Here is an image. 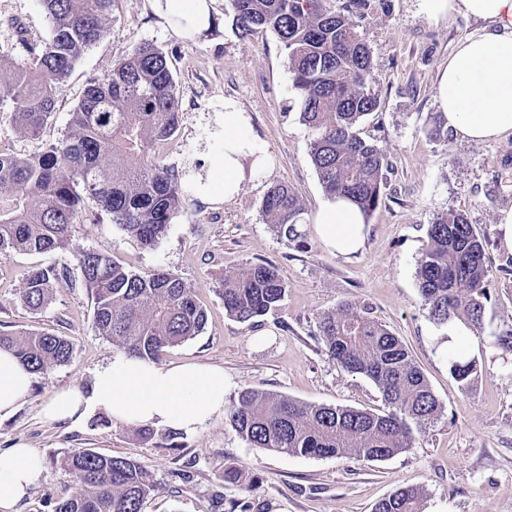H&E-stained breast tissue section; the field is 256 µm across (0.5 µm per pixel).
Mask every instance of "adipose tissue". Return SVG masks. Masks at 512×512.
<instances>
[{"label":"adipose tissue","mask_w":512,"mask_h":512,"mask_svg":"<svg viewBox=\"0 0 512 512\" xmlns=\"http://www.w3.org/2000/svg\"><path fill=\"white\" fill-rule=\"evenodd\" d=\"M433 21L463 13L480 20L461 37L436 77L439 110L462 140L488 142L512 136V0H420ZM224 142V152L206 172L190 171L193 193L212 204L230 201L246 179L243 158L263 169L266 154L248 132L249 117L234 101L209 118ZM325 247L340 255L360 250L367 230L356 206L345 199L325 200L313 217ZM34 374L8 349L0 348V420L26 402ZM224 370L204 364L159 366L118 353L95 374L90 387L57 390L43 406L53 422L78 424L102 412L114 422L197 432L224 411ZM43 458L20 444L0 453V512H16L18 503L39 481Z\"/></svg>","instance_id":"adipose-tissue-1"}]
</instances>
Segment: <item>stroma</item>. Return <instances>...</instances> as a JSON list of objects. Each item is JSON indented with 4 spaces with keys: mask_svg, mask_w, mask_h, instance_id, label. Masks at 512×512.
<instances>
[{
    "mask_svg": "<svg viewBox=\"0 0 512 512\" xmlns=\"http://www.w3.org/2000/svg\"><path fill=\"white\" fill-rule=\"evenodd\" d=\"M208 32L178 33L157 14L152 0H116L107 35L89 49L56 90V109L32 137L10 121L0 102V151L33 154L62 138L70 114L90 78L151 42L167 55L181 103L180 126L159 144L156 157L179 174L188 163L209 167L221 141L207 118L231 99L250 117V133L270 159L247 178L238 196L209 204L184 191L182 205L165 234L147 248L108 219H95L85 206L66 250L40 254L0 253V332L46 330L74 345L70 360L36 374L29 399L0 422V452L23 442L39 451L44 471L17 512H50L49 502L69 497L78 484L52 464L54 455L90 448L144 464L156 481L142 512H373L397 488L423 490L424 512H512V351L492 345L494 334L512 328V252L500 246V209L512 206V136L486 143L461 140L452 129L438 137L426 130L441 121L435 101L436 76L457 41L478 28V20L454 14L428 20L419 0H391L357 14L359 31L373 59L370 90L379 101L362 125V135L385 155L386 196L368 217L363 250L345 257L323 246L312 218L326 195L309 156L314 129L299 119V104L274 34L259 30L239 36L232 28L229 0H214ZM48 27L37 0H0V45L22 55V41L46 38ZM287 184L301 201L304 241L281 237L262 214L270 185ZM461 212L487 229L485 262L491 300L480 335L465 343L480 373L461 389L449 373L456 348L448 328L433 323L416 281L418 260L433 219ZM108 253L127 269H166L190 284L207 312L202 333L164 349L161 365L187 363L223 368L224 401L240 390L259 389L315 404L382 410L384 401L366 377L342 370L326 354L317 321L351 300L400 337L422 368L442 412L416 434L407 451L382 461L304 457L251 447L219 416L193 435H179L169 447L166 428L144 442L134 426L88 418L77 426L44 420L42 404L58 389L89 386L93 375L119 347L93 324V300L86 289L57 288L40 311L21 300L34 269L76 267L79 254ZM266 261L286 282L279 309L252 325L228 316L219 290L240 265ZM246 479L225 482V467Z\"/></svg>",
    "mask_w": 512,
    "mask_h": 512,
    "instance_id": "1",
    "label": "stroma"
}]
</instances>
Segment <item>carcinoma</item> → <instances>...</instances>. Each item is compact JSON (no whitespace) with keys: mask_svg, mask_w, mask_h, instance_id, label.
I'll use <instances>...</instances> for the list:
<instances>
[{"mask_svg":"<svg viewBox=\"0 0 512 512\" xmlns=\"http://www.w3.org/2000/svg\"><path fill=\"white\" fill-rule=\"evenodd\" d=\"M370 1L389 7V0H349L341 12L329 10L325 0H229L239 35L265 29L284 45L299 119L317 131L310 158L322 187L354 203L364 218L382 202L388 169L382 152L360 132L377 99L369 89L371 51L353 12ZM39 3L48 37L26 45L22 57L0 48V101L10 102L12 123L31 136L55 111V86L106 35L114 0ZM179 120L167 56L150 42L90 79L61 139L33 155L0 152V252L66 249L87 200L141 245H155L168 230L182 189L179 174L150 153L176 133ZM261 210L287 240L302 237L303 205L287 184H272ZM428 240L416 274L429 317L438 325L457 321L481 332L491 299L488 232L452 212L434 219ZM77 267V279L65 265L33 271L22 295L25 306L39 311L57 288L77 280L94 298L98 334L148 361L205 328L207 314L193 288L172 272L137 273L94 250L82 253ZM285 294L279 269L267 262L225 276L220 289L224 312L250 325L276 310ZM317 330L331 359L378 387L387 411L303 403L247 388L224 408L231 426L251 446L289 455L385 460L406 451L413 430L441 413L408 348L355 301L321 315ZM0 347L13 349L36 373L65 364L74 351L70 340L45 332L0 333ZM479 371L475 357L457 356L449 363L464 389ZM56 465L81 491L53 502V512H140L155 490L151 471L126 457L82 448L64 453ZM422 500L417 488L406 486L374 512H422Z\"/></svg>","mask_w":512,"mask_h":512,"instance_id":"cac0c4a2","label":"carcinoma"}]
</instances>
